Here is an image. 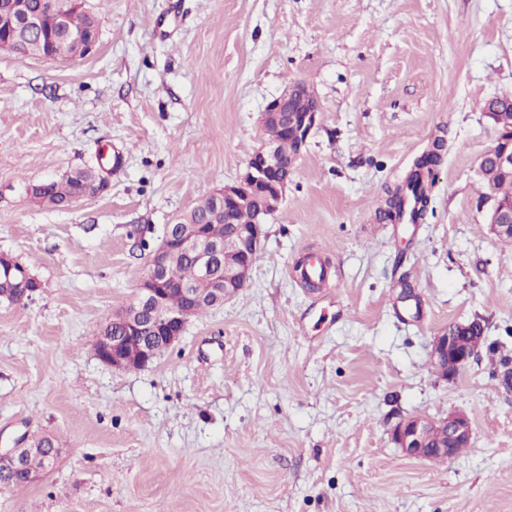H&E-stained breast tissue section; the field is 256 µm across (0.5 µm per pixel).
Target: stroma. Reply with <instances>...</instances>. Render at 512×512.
Segmentation results:
<instances>
[{
  "instance_id": "1",
  "label": "stroma",
  "mask_w": 512,
  "mask_h": 512,
  "mask_svg": "<svg viewBox=\"0 0 512 512\" xmlns=\"http://www.w3.org/2000/svg\"><path fill=\"white\" fill-rule=\"evenodd\" d=\"M85 58L0 52V252L41 286L0 305V445L55 439L0 512H512V242L487 224L484 100L512 94V0H89ZM321 105L245 288L146 367L94 344L167 224L232 183L289 83ZM425 220L385 201L435 140ZM119 155L73 205L28 186ZM330 261L318 288L297 276ZM486 342L445 380L435 336ZM465 415L411 458L402 418ZM440 423L446 429L447 442L435 450L448 458L455 454L452 448H459L458 451L468 448L472 436V428L466 416L448 414V418L442 419Z\"/></svg>"
}]
</instances>
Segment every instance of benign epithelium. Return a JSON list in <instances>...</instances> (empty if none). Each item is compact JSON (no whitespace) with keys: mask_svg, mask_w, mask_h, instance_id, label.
Wrapping results in <instances>:
<instances>
[{"mask_svg":"<svg viewBox=\"0 0 512 512\" xmlns=\"http://www.w3.org/2000/svg\"><path fill=\"white\" fill-rule=\"evenodd\" d=\"M86 0H40L39 9L29 8V0H11V5L0 9V36L14 40L26 49L34 34L43 30L48 19L54 23L52 36L70 42L71 60L83 58L91 53L97 32L94 29L73 31L68 25L69 15L84 8ZM301 83H293L278 97L267 103L260 118V127L276 126L291 130L296 139L297 153H302L312 130L318 123L321 107L318 100L300 112L292 111L289 100L296 96ZM492 107L485 109V116L496 127L512 126V95L490 97ZM296 157L282 159L277 141L264 137L260 146L249 158L245 171L231 184L212 193L213 216L228 217L236 208L262 200L258 219L252 224H233L222 238L212 237L203 224L178 222L167 225L160 246L151 253L145 275L135 301L123 311L112 316V325L102 326L97 341L102 353L99 360L114 370L140 369L157 357V350L171 348L182 338L189 319L200 306L214 307L237 295L245 288L250 269L240 259L261 248L265 237L264 220L273 213L285 194L289 172ZM492 167L505 176H512V139L501 141L485 152L479 168ZM493 204L488 216L492 232L499 238H512V200L491 198ZM180 256L194 260L201 274L210 280V288L199 292L189 284H172L168 280L167 266ZM20 281L13 291L26 297L29 274L16 267V262L7 254H0V278L14 275ZM485 336H470L463 342L458 337L444 333L436 337L431 356L435 366L446 380L454 379L462 368L479 352ZM447 432V442L437 448L445 456L454 455L453 449L466 448L472 436L467 417L450 414L441 420ZM436 423L422 416L402 419L392 431V440L403 453L415 458H428L432 448L428 447L432 429ZM59 455L55 447L25 448L15 444L11 448H0V480L8 473L23 472L28 481L39 480L51 469Z\"/></svg>","mask_w":512,"mask_h":512,"instance_id":"obj_1","label":"benign epithelium"}]
</instances>
